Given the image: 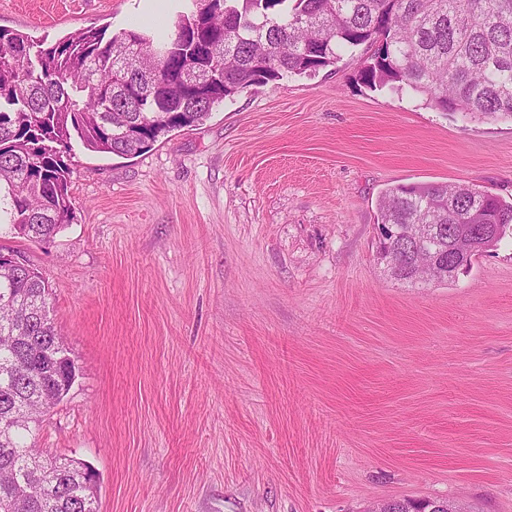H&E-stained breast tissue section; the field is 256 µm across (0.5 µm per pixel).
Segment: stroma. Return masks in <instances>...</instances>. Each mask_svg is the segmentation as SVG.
<instances>
[{
  "instance_id": "stroma-1",
  "label": "stroma",
  "mask_w": 512,
  "mask_h": 512,
  "mask_svg": "<svg viewBox=\"0 0 512 512\" xmlns=\"http://www.w3.org/2000/svg\"><path fill=\"white\" fill-rule=\"evenodd\" d=\"M179 8L0 0V27ZM362 61L250 87L131 157L72 140L66 228L0 230L80 368L37 442L95 470L100 512H512V239L441 284L393 280L375 248L392 186L512 201V119L369 89Z\"/></svg>"
}]
</instances>
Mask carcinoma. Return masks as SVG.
Segmentation results:
<instances>
[{
	"label": "carcinoma",
	"instance_id": "carcinoma-1",
	"mask_svg": "<svg viewBox=\"0 0 512 512\" xmlns=\"http://www.w3.org/2000/svg\"><path fill=\"white\" fill-rule=\"evenodd\" d=\"M365 48L359 77L443 111L512 118V0H188L166 38L86 27L53 43L0 28V224L31 241L68 223L72 137L134 156L200 125L252 86L315 73ZM380 224H500L512 202L465 183L398 185ZM0 260V512H99L94 473L37 445L80 372L49 288L19 251Z\"/></svg>",
	"mask_w": 512,
	"mask_h": 512
}]
</instances>
